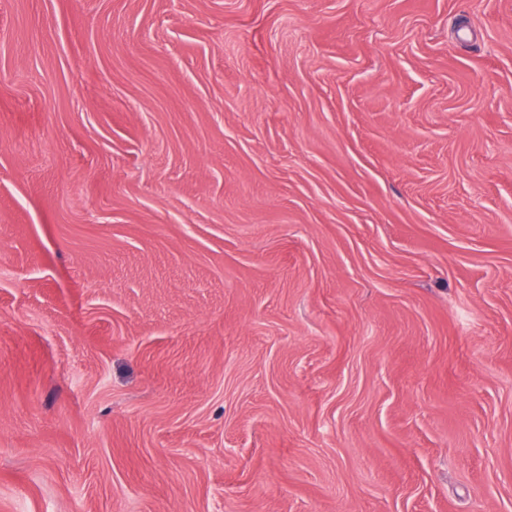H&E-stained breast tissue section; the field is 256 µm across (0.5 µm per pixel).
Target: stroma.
<instances>
[{
  "label": "stroma",
  "instance_id": "1",
  "mask_svg": "<svg viewBox=\"0 0 512 512\" xmlns=\"http://www.w3.org/2000/svg\"><path fill=\"white\" fill-rule=\"evenodd\" d=\"M0 512H512V0H0Z\"/></svg>",
  "mask_w": 512,
  "mask_h": 512
}]
</instances>
